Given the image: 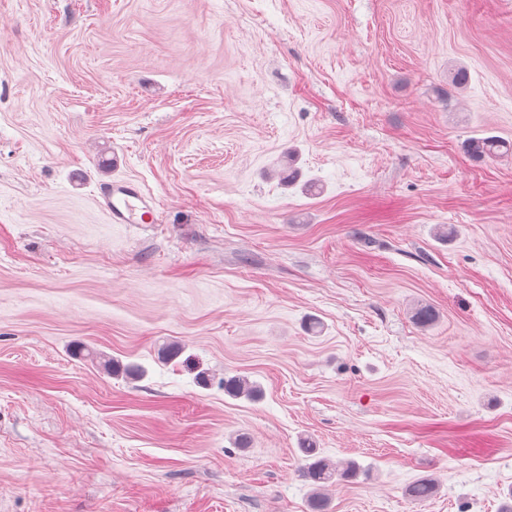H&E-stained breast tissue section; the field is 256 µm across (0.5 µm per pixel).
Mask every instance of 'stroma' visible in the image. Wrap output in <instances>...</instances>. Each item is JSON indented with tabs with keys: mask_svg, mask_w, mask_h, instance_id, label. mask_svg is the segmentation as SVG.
<instances>
[{
	"mask_svg": "<svg viewBox=\"0 0 512 512\" xmlns=\"http://www.w3.org/2000/svg\"><path fill=\"white\" fill-rule=\"evenodd\" d=\"M484 132L512 140V0H0V512H308L305 438L362 468L333 512H498L512 158L472 161ZM115 179L159 223H109ZM224 393L232 398L246 397L249 400H257L261 397V388L248 378L238 375H225Z\"/></svg>",
	"mask_w": 512,
	"mask_h": 512,
	"instance_id": "obj_1",
	"label": "stroma"
}]
</instances>
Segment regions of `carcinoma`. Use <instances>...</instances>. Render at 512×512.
<instances>
[{"mask_svg":"<svg viewBox=\"0 0 512 512\" xmlns=\"http://www.w3.org/2000/svg\"><path fill=\"white\" fill-rule=\"evenodd\" d=\"M466 153L476 161L496 158L504 153H512V144L494 136L475 137L464 145ZM112 371L125 372L132 380H140L146 375L145 368L137 363L124 365L117 360L112 361ZM224 393L232 398L245 397L257 400L261 397L260 386L249 379L238 375H224ZM299 451L305 464L301 476L310 482L312 492L308 506L311 512H329V499L325 489L338 481L353 479L360 474V465L354 461H335L319 452L313 443L305 441ZM435 483L430 479L418 480L407 488V495L414 501L423 502L433 496Z\"/></svg>","mask_w":512,"mask_h":512,"instance_id":"obj_1","label":"carcinoma"}]
</instances>
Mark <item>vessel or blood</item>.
<instances>
[{"instance_id": "b4317fda", "label": "vessel or blood", "mask_w": 512, "mask_h": 512, "mask_svg": "<svg viewBox=\"0 0 512 512\" xmlns=\"http://www.w3.org/2000/svg\"><path fill=\"white\" fill-rule=\"evenodd\" d=\"M99 204L114 224H151L154 198L141 184L118 180L99 187Z\"/></svg>"}]
</instances>
